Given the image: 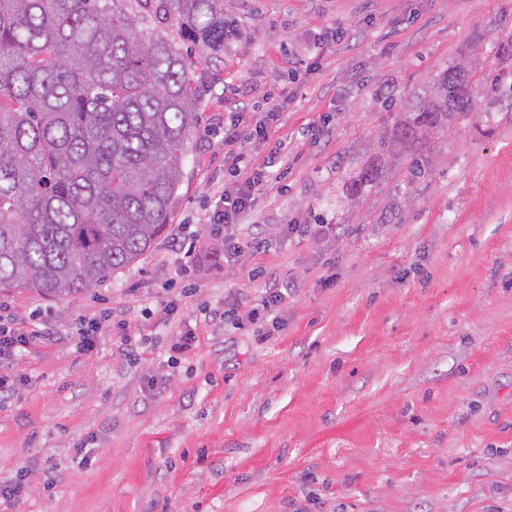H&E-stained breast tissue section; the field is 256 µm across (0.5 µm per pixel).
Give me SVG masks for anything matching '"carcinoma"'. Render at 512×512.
<instances>
[{"instance_id": "obj_1", "label": "carcinoma", "mask_w": 512, "mask_h": 512, "mask_svg": "<svg viewBox=\"0 0 512 512\" xmlns=\"http://www.w3.org/2000/svg\"><path fill=\"white\" fill-rule=\"evenodd\" d=\"M227 0H0V291L66 297L138 262L171 218L197 122L191 63L140 28L224 50ZM466 69L441 71L391 141L472 110ZM377 166L349 183L355 197Z\"/></svg>"}]
</instances>
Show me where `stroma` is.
I'll return each mask as SVG.
<instances>
[{"mask_svg": "<svg viewBox=\"0 0 512 512\" xmlns=\"http://www.w3.org/2000/svg\"><path fill=\"white\" fill-rule=\"evenodd\" d=\"M226 14L214 58L155 27L191 64L198 121L153 247L65 298L0 292L14 321L55 332L0 367V474L30 473L0 512H512V0ZM460 62L473 112L419 152L394 147L350 198L406 101ZM237 99L278 110L268 139L225 145ZM274 149L288 170L236 227L264 230L266 251L225 263L205 219L240 180L231 157ZM272 279L283 328L238 324ZM106 309L95 349L77 350V324ZM188 331L192 350L172 352Z\"/></svg>", "mask_w": 512, "mask_h": 512, "instance_id": "35a3bbf8", "label": "stroma"}]
</instances>
